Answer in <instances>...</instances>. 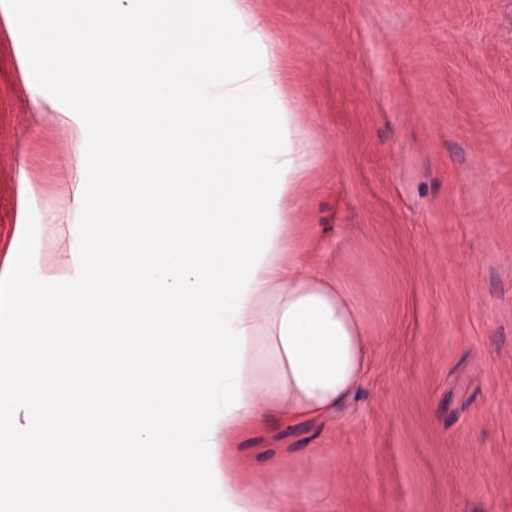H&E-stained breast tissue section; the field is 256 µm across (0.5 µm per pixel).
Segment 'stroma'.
Segmentation results:
<instances>
[{
    "label": "stroma",
    "mask_w": 512,
    "mask_h": 512,
    "mask_svg": "<svg viewBox=\"0 0 512 512\" xmlns=\"http://www.w3.org/2000/svg\"><path fill=\"white\" fill-rule=\"evenodd\" d=\"M307 145L288 200L370 340L339 414L238 450L302 512H512V0H246ZM0 10V274L22 207L34 271H72L76 142ZM33 196L22 203L18 178Z\"/></svg>",
    "instance_id": "obj_1"
}]
</instances>
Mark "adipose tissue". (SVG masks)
I'll use <instances>...</instances> for the list:
<instances>
[{
    "mask_svg": "<svg viewBox=\"0 0 512 512\" xmlns=\"http://www.w3.org/2000/svg\"><path fill=\"white\" fill-rule=\"evenodd\" d=\"M289 211L277 208L271 247L260 262L233 326L246 334L241 405L213 434L224 451L221 493L238 512H295L292 499L269 493L257 502L240 475L233 442L274 414L291 420L336 411L366 377L367 338L326 268L293 234Z\"/></svg>",
    "mask_w": 512,
    "mask_h": 512,
    "instance_id": "obj_1",
    "label": "adipose tissue"
}]
</instances>
